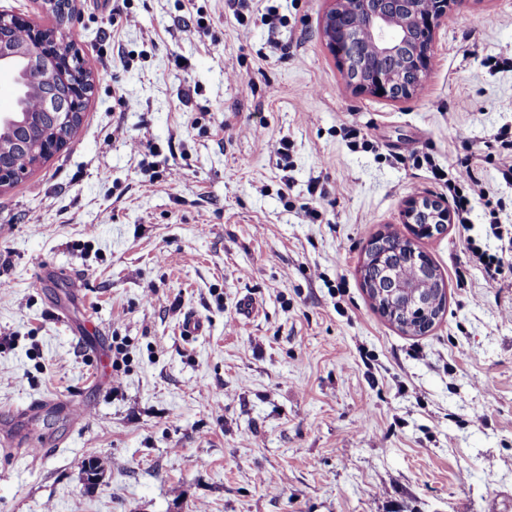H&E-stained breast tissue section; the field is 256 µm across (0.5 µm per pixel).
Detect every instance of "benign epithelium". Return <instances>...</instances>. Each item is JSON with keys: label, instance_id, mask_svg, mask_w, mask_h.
Returning <instances> with one entry per match:
<instances>
[{"label": "benign epithelium", "instance_id": "7a95c632", "mask_svg": "<svg viewBox=\"0 0 512 512\" xmlns=\"http://www.w3.org/2000/svg\"><path fill=\"white\" fill-rule=\"evenodd\" d=\"M365 22L358 24L342 14V0H332L322 22V37L341 70L349 75V87L357 94L401 99L412 96L426 79L431 62L435 29L448 20L456 0H359ZM27 35L25 51L32 67L19 73L20 81L43 84V99L36 109L10 117L19 126L18 145L33 155L53 157L68 141L65 129L80 116L92 82L79 75L71 64L72 51L58 35L37 27L28 17L0 14V67H12V38ZM30 170L18 169L0 157V193L24 179ZM404 223L418 237L443 233L452 222L443 203L432 198H411L402 210ZM387 244L377 236L367 244L364 264L381 270L366 290L379 312L410 332L416 327L414 314L423 311L420 290L402 283L384 265ZM407 257L420 266L425 279L433 271L429 257L414 248Z\"/></svg>", "mask_w": 512, "mask_h": 512}]
</instances>
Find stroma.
Returning <instances> with one entry per match:
<instances>
[{
  "label": "stroma",
  "mask_w": 512,
  "mask_h": 512,
  "mask_svg": "<svg viewBox=\"0 0 512 512\" xmlns=\"http://www.w3.org/2000/svg\"><path fill=\"white\" fill-rule=\"evenodd\" d=\"M73 5L79 136L0 193V416L89 413L18 421L56 451L0 455V512H512V272L467 249H496L490 206L512 223L486 147L512 127V0H458L399 100L347 87L330 0ZM460 160L489 202L417 240L447 303L413 336L363 288L366 246L410 237L406 200H447Z\"/></svg>",
  "instance_id": "obj_1"
}]
</instances>
